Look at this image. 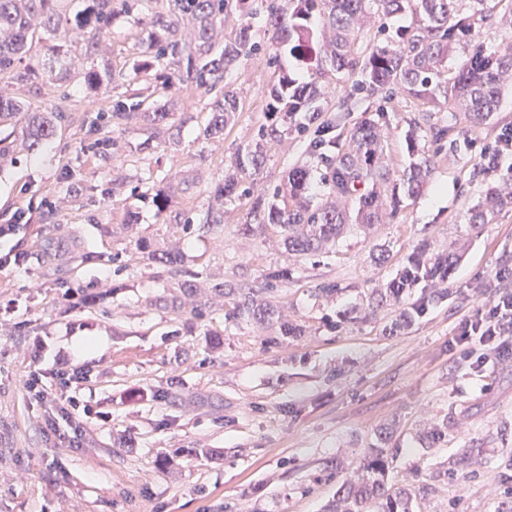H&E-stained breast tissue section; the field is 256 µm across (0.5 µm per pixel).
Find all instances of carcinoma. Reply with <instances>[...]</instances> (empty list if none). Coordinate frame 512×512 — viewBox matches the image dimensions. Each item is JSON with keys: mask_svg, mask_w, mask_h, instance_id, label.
<instances>
[{"mask_svg": "<svg viewBox=\"0 0 512 512\" xmlns=\"http://www.w3.org/2000/svg\"><path fill=\"white\" fill-rule=\"evenodd\" d=\"M470 12L462 11V2ZM168 8L151 11L148 18V48L155 57L167 61L171 83L192 86L207 92L224 73L241 59L259 50L252 40L251 20L260 16L271 31L273 62L286 53L310 64L316 74L359 72L357 91L367 98L388 96L394 90L434 108L449 109L464 116L476 129L497 111L505 82L512 80V49L489 51L475 40V26L485 21L482 0H236L244 22L232 35L219 41L224 30V10L229 0H166ZM61 0H0V70L12 68L34 41L57 38L63 18ZM85 7L74 15L76 25L89 29L99 45L101 34L110 26L112 0H83ZM413 6L415 21L395 29L387 20ZM376 28L381 43L359 51L358 36ZM461 51L465 60L448 72V57ZM66 55L58 48L42 72L55 80L69 69ZM324 97L317 85L299 84L281 72L270 92L265 123L259 126L255 145L240 149L233 167L252 174L264 162L263 145L284 134L307 133L317 125L311 152L325 170V186L330 200L313 204L308 190L315 175L310 167H294L287 181L272 189L243 185L228 178L217 188V196L251 200L242 234L258 228L276 226L284 232L288 251L294 255H319L330 252L349 221L364 227L382 224L401 210L404 200L421 195L431 172V157L419 145L417 130L408 138L409 154L417 157L400 179L385 164L386 139L380 119L365 118L355 125L346 144L326 134L336 128V118L324 116L316 102ZM240 102L231 90L224 91L211 104L210 119L203 134L224 135V127L239 111ZM170 112L159 100L148 104L137 94L112 105V119L118 122L145 120L155 133L166 131ZM62 119L59 112H31L16 131L15 139L28 152L39 150L56 134ZM512 207V191L486 182L484 200L467 211L468 223H491L497 211ZM460 254L453 249L426 255L422 247L412 253L384 288H373L366 297L371 314L399 308L389 327L394 334L411 325L430 305L448 298V283ZM422 285L419 304L407 307L411 290ZM212 289L232 300L227 316L235 321L280 325L281 334L294 336L297 326L282 320L278 305L260 296L261 290L232 282L216 283ZM418 494L409 484L388 485L386 465L375 454L366 460L356 475L342 480L329 500L325 512H418Z\"/></svg>", "mask_w": 512, "mask_h": 512, "instance_id": "1", "label": "carcinoma"}]
</instances>
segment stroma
<instances>
[{
    "label": "stroma",
    "instance_id": "stroma-1",
    "mask_svg": "<svg viewBox=\"0 0 512 512\" xmlns=\"http://www.w3.org/2000/svg\"><path fill=\"white\" fill-rule=\"evenodd\" d=\"M143 17L116 8L103 51L90 56L88 31L65 25L60 38L77 62L59 80L41 76L42 43L17 65L31 79L0 74L31 110L64 115L37 153L15 152L0 167V225L19 210L28 217L0 240V255L24 258L0 268V512H324L377 447L390 483L422 493V512H500L512 497V359L477 372L450 341L460 318L495 297L497 272L512 267V209L490 224L466 221L483 195L480 148L512 126V87L474 131L419 100L399 94L383 104L353 94L354 77H333L326 106L336 135L382 113L394 174L411 162L410 122L421 146L434 123L451 124L450 142L433 152L424 193L390 223L347 226L333 252L294 256L278 230L242 235L249 200L225 202L223 232L200 224L226 165L264 122L279 73L306 83L312 72L286 55L272 62L265 50L244 58L224 77L241 110L223 139H208L211 94L169 85L165 63L142 69ZM107 66L110 86L86 84L87 69ZM133 90L167 101L166 134L108 120L113 101ZM309 143L306 135L268 142L254 183L273 187L293 167L313 165ZM170 181L179 189L157 210L153 194ZM456 242L466 251L447 302L388 335L394 310L368 314L364 295L418 247L436 254ZM170 250L203 290L225 280L258 289L269 272L290 269L272 297L301 334L226 319L221 301L196 317L179 277L152 259ZM80 251L89 255L81 265ZM380 252L388 260L379 265ZM327 283L336 298L320 294ZM342 311L350 319L339 320ZM37 353L43 370L64 357L87 377L76 391L90 408L81 447L43 432L49 406L24 386ZM162 390L175 401L159 399ZM433 423L447 436L428 445L420 432ZM473 446L481 455L462 466Z\"/></svg>",
    "mask_w": 512,
    "mask_h": 512
}]
</instances>
